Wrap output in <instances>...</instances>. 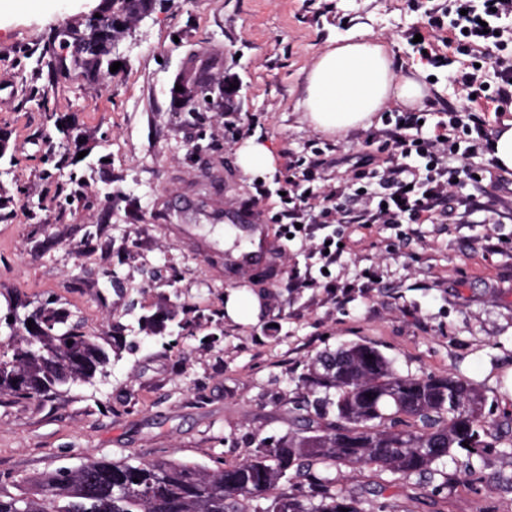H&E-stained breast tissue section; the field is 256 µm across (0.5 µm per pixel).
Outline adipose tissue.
Masks as SVG:
<instances>
[{"mask_svg": "<svg viewBox=\"0 0 512 512\" xmlns=\"http://www.w3.org/2000/svg\"><path fill=\"white\" fill-rule=\"evenodd\" d=\"M423 98L420 82L397 72L387 46L363 35L318 55L308 74L303 106L316 130L341 137L372 125L388 104L412 109Z\"/></svg>", "mask_w": 512, "mask_h": 512, "instance_id": "1", "label": "adipose tissue"}]
</instances>
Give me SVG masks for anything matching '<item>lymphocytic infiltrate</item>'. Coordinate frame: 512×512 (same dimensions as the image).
<instances>
[{"instance_id":"obj_1","label":"lymphocytic infiltrate","mask_w":512,"mask_h":512,"mask_svg":"<svg viewBox=\"0 0 512 512\" xmlns=\"http://www.w3.org/2000/svg\"><path fill=\"white\" fill-rule=\"evenodd\" d=\"M512 17V0H440L429 12V25L448 35L447 53H427L436 68L452 66L455 55L469 64L455 69L453 82L460 106L443 111L423 108L387 112L372 143L389 151L392 161L382 170L356 167L337 184L323 177L324 149L311 155H289L282 223L288 233L311 224H445L457 208L479 205L498 219L493 202L456 197L455 181L474 158L490 154L492 138L486 116L475 108L476 95L512 108V54L501 21Z\"/></svg>"}]
</instances>
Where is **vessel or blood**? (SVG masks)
Listing matches in <instances>:
<instances>
[{
	"label": "vessel or blood",
	"instance_id": "1",
	"mask_svg": "<svg viewBox=\"0 0 512 512\" xmlns=\"http://www.w3.org/2000/svg\"><path fill=\"white\" fill-rule=\"evenodd\" d=\"M226 221L232 222L233 231L242 245L224 252V276L235 277L240 273L260 272L268 279H278L282 267L277 261L280 241L271 233L269 224L257 211L243 212L227 208Z\"/></svg>",
	"mask_w": 512,
	"mask_h": 512
}]
</instances>
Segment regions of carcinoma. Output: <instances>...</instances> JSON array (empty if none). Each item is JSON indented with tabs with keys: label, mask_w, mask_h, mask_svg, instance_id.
<instances>
[{
	"label": "carcinoma",
	"mask_w": 512,
	"mask_h": 512,
	"mask_svg": "<svg viewBox=\"0 0 512 512\" xmlns=\"http://www.w3.org/2000/svg\"><path fill=\"white\" fill-rule=\"evenodd\" d=\"M152 0H112V7L131 22L147 13ZM82 42L80 56L68 51L74 39ZM108 40L86 31L52 32L44 45L46 82L41 100L48 103L56 82L73 72L98 80L110 71ZM212 65L201 63L179 74L183 93L208 84ZM201 91L177 111L200 123L211 109ZM40 157L41 176L49 181V196L29 206L28 221L41 224L42 213H55V235L35 240L42 253L55 243L76 241L77 253L112 255V173L104 180L106 205L84 193L86 169L68 161L57 141L68 135L54 112L44 113ZM97 210L89 224L67 222L74 203ZM161 311L139 319L140 329L155 334L166 328ZM0 323L12 342L0 345V395L48 401L71 386L103 373L112 348L101 345L72 311L55 302L34 309L15 298L7 301ZM33 328H28V324ZM366 348L376 353L374 368L354 360ZM309 399L294 407L293 428L278 439L256 443L250 456L229 467L206 468L166 459H94L90 471L60 469L27 480L29 488L14 496L0 495V512H397L380 503L374 509L339 483L336 468H375L394 481L441 477L448 460L467 457V476L474 481L484 464L482 449L499 424L483 412L484 398L472 383L453 375H403L375 346L364 343L323 353L308 365L302 378ZM377 394L370 402L363 392Z\"/></svg>",
	"instance_id": "obj_1"
}]
</instances>
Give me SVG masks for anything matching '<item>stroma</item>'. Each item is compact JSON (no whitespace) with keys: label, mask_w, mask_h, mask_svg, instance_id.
Returning a JSON list of instances; mask_svg holds the SVG:
<instances>
[{"label":"stroma","mask_w":512,"mask_h":512,"mask_svg":"<svg viewBox=\"0 0 512 512\" xmlns=\"http://www.w3.org/2000/svg\"><path fill=\"white\" fill-rule=\"evenodd\" d=\"M103 0H0V81L15 95L0 103V189L25 183L10 223L0 224V307L19 297L70 303L101 344L109 324L122 326V346L107 373L51 400L0 396V493L26 479L87 460L167 459L213 468L247 457L262 438L288 429V412L306 395L301 382L316 354L353 343L375 345L402 374L451 373L471 381L484 413L512 421V172L491 169L481 180L461 174L463 194L502 201L499 223L462 210L450 224H421L418 235L353 224L331 230L343 247L323 278L313 239L285 242L280 280L250 273L224 276V205L271 218L289 155H310L324 134L304 118L301 102L311 65L329 41L361 33L384 41L403 66L420 64L407 38L418 31L439 49L410 0H153L150 11L115 39L119 69L108 86L59 81L49 104L37 93L35 70L49 32L80 26ZM216 54V81L231 78L236 95L208 112L203 127L179 125L171 88L189 54ZM77 131L92 155L112 156L114 187L123 200L112 216V256L81 260L73 246L31 250L26 205L45 195L39 177L44 111ZM254 141L269 147L271 169L244 171L237 151ZM265 195H258V188ZM496 250H488V238ZM121 280L106 304L93 289L71 285L73 272L97 280L104 268ZM351 284L342 292L340 284ZM257 294L255 320L225 313L228 297ZM194 325L140 333L138 320L163 303ZM500 433L485 454L484 479L465 482L464 460L447 465L454 483L440 491L390 484L371 468H341V484L365 499L381 494L403 512H512V473Z\"/></svg>","instance_id":"obj_1"}]
</instances>
